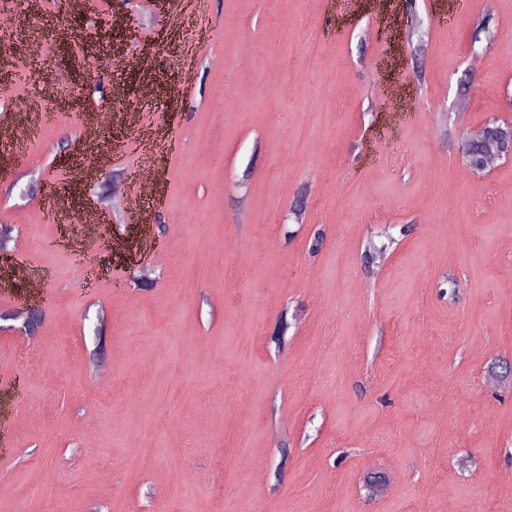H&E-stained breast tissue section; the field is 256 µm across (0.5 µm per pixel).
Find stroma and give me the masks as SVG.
Segmentation results:
<instances>
[{
    "instance_id": "35a3bbf8",
    "label": "stroma",
    "mask_w": 512,
    "mask_h": 512,
    "mask_svg": "<svg viewBox=\"0 0 512 512\" xmlns=\"http://www.w3.org/2000/svg\"><path fill=\"white\" fill-rule=\"evenodd\" d=\"M206 2L0 0V120L34 128L0 144V512H512V157L447 138L512 120V0ZM119 108L166 145L143 238L78 221L149 162L123 127L62 163Z\"/></svg>"
}]
</instances>
